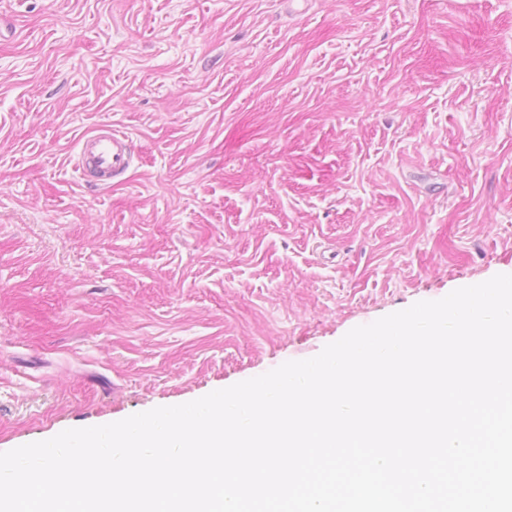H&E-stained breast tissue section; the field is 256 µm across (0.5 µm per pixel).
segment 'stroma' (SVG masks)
I'll return each instance as SVG.
<instances>
[{"label": "stroma", "instance_id": "stroma-1", "mask_svg": "<svg viewBox=\"0 0 512 512\" xmlns=\"http://www.w3.org/2000/svg\"><path fill=\"white\" fill-rule=\"evenodd\" d=\"M0 452L512 272V0H0ZM112 125L134 162L81 175ZM132 163L128 136L112 129V125L98 127L81 141L78 168L84 177L93 172L95 180L102 185L112 184V180L125 174Z\"/></svg>", "mask_w": 512, "mask_h": 512}]
</instances>
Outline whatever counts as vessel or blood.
<instances>
[{"instance_id":"b4317fda","label":"vessel or blood","mask_w":512,"mask_h":512,"mask_svg":"<svg viewBox=\"0 0 512 512\" xmlns=\"http://www.w3.org/2000/svg\"><path fill=\"white\" fill-rule=\"evenodd\" d=\"M133 163V153L127 135L110 125H103L81 141L78 167L81 172L93 173L97 182L111 184L127 172Z\"/></svg>"}]
</instances>
